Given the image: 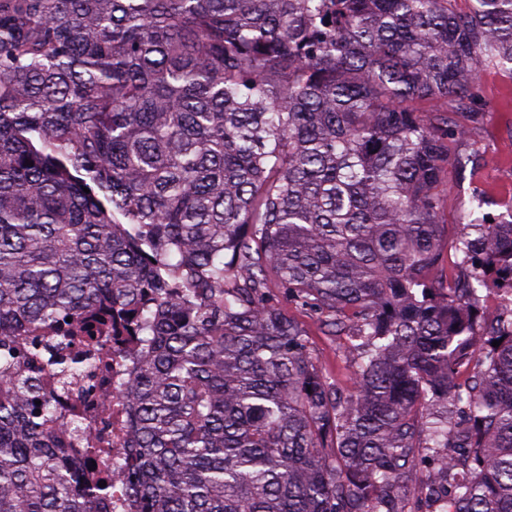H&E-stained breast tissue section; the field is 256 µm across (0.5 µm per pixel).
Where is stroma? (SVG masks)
I'll list each match as a JSON object with an SVG mask.
<instances>
[{"mask_svg":"<svg viewBox=\"0 0 512 512\" xmlns=\"http://www.w3.org/2000/svg\"><path fill=\"white\" fill-rule=\"evenodd\" d=\"M478 94L481 114L457 109L451 115L458 134L448 138V199L443 222L455 230L461 215L472 206L474 194L486 201L484 210L496 216L512 209V76L498 69H482ZM281 307L308 330L312 345L329 381L348 390L353 382V357L342 340L325 336L307 311L288 300Z\"/></svg>","mask_w":512,"mask_h":512,"instance_id":"obj_1","label":"stroma"}]
</instances>
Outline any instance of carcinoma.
I'll return each instance as SVG.
<instances>
[{
  "label": "carcinoma",
  "instance_id": "obj_1",
  "mask_svg": "<svg viewBox=\"0 0 512 512\" xmlns=\"http://www.w3.org/2000/svg\"><path fill=\"white\" fill-rule=\"evenodd\" d=\"M456 2L0 0V512H512V209L431 276L512 0ZM277 292L356 341L351 393ZM107 312L144 345L118 465L59 403Z\"/></svg>",
  "mask_w": 512,
  "mask_h": 512
}]
</instances>
